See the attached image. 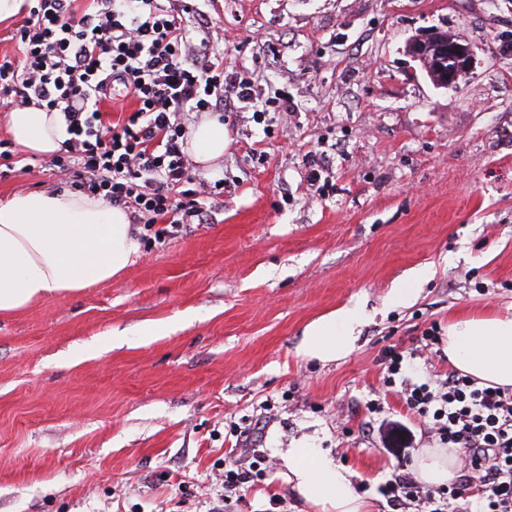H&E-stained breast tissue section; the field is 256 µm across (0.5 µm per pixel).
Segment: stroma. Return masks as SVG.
<instances>
[{
    "instance_id": "stroma-1",
    "label": "stroma",
    "mask_w": 512,
    "mask_h": 512,
    "mask_svg": "<svg viewBox=\"0 0 512 512\" xmlns=\"http://www.w3.org/2000/svg\"><path fill=\"white\" fill-rule=\"evenodd\" d=\"M224 65L285 94L275 137L252 105L224 123L210 220L141 246L122 275L0 316V512H208L233 429L269 459L229 512H316L285 475L307 443L376 488L437 441L383 384L389 350L430 325L512 315V0H202ZM472 46L454 87L406 45L432 28ZM263 151L257 163L251 150ZM328 173L306 181L308 153ZM0 173V199L61 192L49 160ZM413 300L389 302L412 271ZM353 351L297 346L341 306ZM380 409L371 413L368 402Z\"/></svg>"
}]
</instances>
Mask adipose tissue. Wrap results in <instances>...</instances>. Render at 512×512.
<instances>
[{"mask_svg":"<svg viewBox=\"0 0 512 512\" xmlns=\"http://www.w3.org/2000/svg\"><path fill=\"white\" fill-rule=\"evenodd\" d=\"M13 141L25 152L48 157L66 138L60 113L35 106L8 118ZM188 146L203 169L224 155V127L205 117L192 125ZM140 251L129 216L100 199L75 191L24 192L0 201V315L13 314L51 295L71 294L111 280ZM360 321L354 307H343L312 321L298 353L329 363L348 355ZM449 362L481 384L512 388V317L493 312L451 319L444 338ZM288 482L320 512H374L357 492L351 471L312 448L287 449ZM459 454L424 448L418 475L426 484L450 482Z\"/></svg>","mask_w":512,"mask_h":512,"instance_id":"ef3b65f1","label":"adipose tissue"}]
</instances>
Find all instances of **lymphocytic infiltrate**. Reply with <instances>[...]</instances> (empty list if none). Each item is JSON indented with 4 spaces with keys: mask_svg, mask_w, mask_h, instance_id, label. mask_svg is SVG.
Here are the masks:
<instances>
[{
    "mask_svg": "<svg viewBox=\"0 0 512 512\" xmlns=\"http://www.w3.org/2000/svg\"><path fill=\"white\" fill-rule=\"evenodd\" d=\"M74 2L34 0L14 34L19 55L0 56V112L33 105L60 113L68 137L51 166L73 188L125 209L141 237L207 223L206 203L223 198L224 183L197 178L187 121L258 100L252 80L225 68L195 0H88L81 11ZM115 90L134 108L112 123L101 106ZM385 365L384 386L400 388L442 447L463 451L453 483L426 488L404 474L381 485L393 512L413 503L423 512H512V389L455 369L421 378L393 350ZM264 463L248 448L225 466L224 492L209 512L243 498Z\"/></svg>",
    "mask_w": 512,
    "mask_h": 512,
    "instance_id": "obj_1",
    "label": "lymphocytic infiltrate"
}]
</instances>
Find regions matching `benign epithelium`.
Wrapping results in <instances>:
<instances>
[{"mask_svg": "<svg viewBox=\"0 0 512 512\" xmlns=\"http://www.w3.org/2000/svg\"><path fill=\"white\" fill-rule=\"evenodd\" d=\"M407 51L441 87L453 86L471 67L474 51L440 29H431L409 40Z\"/></svg>", "mask_w": 512, "mask_h": 512, "instance_id": "1", "label": "benign epithelium"}]
</instances>
